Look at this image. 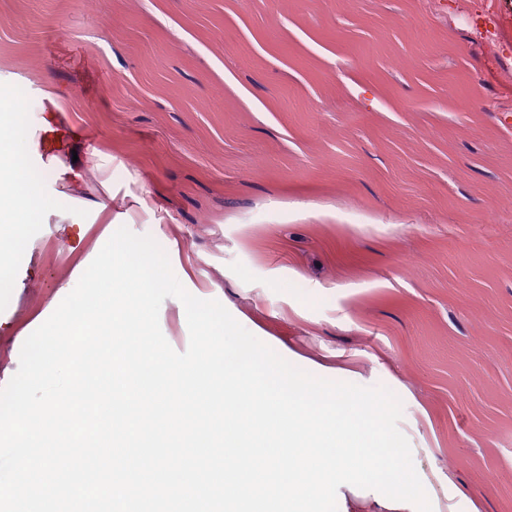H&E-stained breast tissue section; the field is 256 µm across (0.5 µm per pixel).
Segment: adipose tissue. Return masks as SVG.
<instances>
[{
	"mask_svg": "<svg viewBox=\"0 0 512 512\" xmlns=\"http://www.w3.org/2000/svg\"><path fill=\"white\" fill-rule=\"evenodd\" d=\"M0 115L10 118L19 136L11 141L0 140V219L22 222L35 217L42 208L41 185L46 181H63L73 190H80L83 177L80 170L58 157L38 169L25 161L23 138L27 127L16 100H0Z\"/></svg>",
	"mask_w": 512,
	"mask_h": 512,
	"instance_id": "obj_1",
	"label": "adipose tissue"
}]
</instances>
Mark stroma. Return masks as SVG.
<instances>
[{
	"mask_svg": "<svg viewBox=\"0 0 512 512\" xmlns=\"http://www.w3.org/2000/svg\"><path fill=\"white\" fill-rule=\"evenodd\" d=\"M0 73L189 293L399 397L434 512H512V0H0ZM62 190L0 223V387L113 234ZM41 97L48 102L47 108L42 104V116L40 118V127L49 126L51 122L62 125H72L71 116L68 114L64 102L61 101L56 93L51 90L42 91Z\"/></svg>",
	"mask_w": 512,
	"mask_h": 512,
	"instance_id": "stroma-1",
	"label": "stroma"
}]
</instances>
